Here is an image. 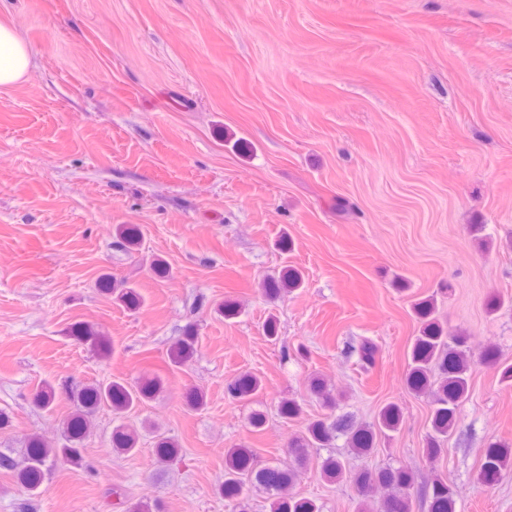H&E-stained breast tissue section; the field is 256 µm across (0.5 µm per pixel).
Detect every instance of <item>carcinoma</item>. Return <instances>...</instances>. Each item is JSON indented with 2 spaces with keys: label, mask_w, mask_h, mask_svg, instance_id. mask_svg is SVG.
Here are the masks:
<instances>
[{
  "label": "carcinoma",
  "mask_w": 512,
  "mask_h": 512,
  "mask_svg": "<svg viewBox=\"0 0 512 512\" xmlns=\"http://www.w3.org/2000/svg\"><path fill=\"white\" fill-rule=\"evenodd\" d=\"M116 234L121 245L128 250H136L141 244L140 229L134 224L117 225ZM302 285L301 272L285 268L264 279L262 292L274 299ZM99 291L112 296L131 312L141 307L140 293L126 281L117 282L105 275L99 280ZM413 309L420 328L409 353L405 383L407 389L415 394L432 395L431 433L425 440L423 455L433 463L444 452L443 439L455 427L459 404L469 394L472 357L468 336L449 329L440 321L433 299H420L414 303ZM73 336L78 342L90 345L101 359L112 355L109 337L90 325H75ZM196 351L197 336L189 329L171 346L168 359L171 365L180 367L190 362ZM480 362L498 366L500 380L512 384V364L501 363L494 346L484 347ZM163 387L164 380L159 375L143 376L133 382L113 377L64 392L55 384L44 381L33 395V402L40 410L54 412L63 393L71 404L61 440L51 442L34 432L27 438L22 460H15L8 450H0V468L13 472L21 486L30 494L38 495L47 480L50 466L56 460L80 467L84 465V441L99 409L108 407L121 418L152 399ZM261 389V380L251 375L236 377L225 384V392L230 397L243 401L252 400ZM311 389L323 400L329 413L308 421L304 431L290 439L288 447L297 461L305 458L308 449L324 447L339 435L346 437L352 450L368 454L375 448L377 434L398 430L401 413L394 402L382 407L374 423L358 424L347 415L336 414V396L323 380H313ZM184 402L189 410H199L205 404V395L199 388L189 387L184 393ZM302 413L303 407L295 399L284 400L279 405V416L284 420L296 419ZM139 442L140 434L133 426L122 422L112 428V448L117 453L132 454L138 450ZM154 448L159 464L172 462L180 454L175 440L162 434L156 436ZM507 471H512V445L490 443L484 450L477 480L483 486L491 487ZM321 475L330 482L344 479L343 462L333 456L326 458L321 464ZM293 478L294 470L289 465L257 468L252 449L244 446L229 448L224 451V483L219 487V494L238 512H245L251 487L259 486L271 500L272 512H320L315 500L287 492ZM350 482L359 499L358 512H412L415 477L413 471L405 466L362 470L351 475ZM422 495L428 501L429 512H456L457 491L443 477H434L422 490Z\"/></svg>",
  "instance_id": "cac0c4a2"
}]
</instances>
